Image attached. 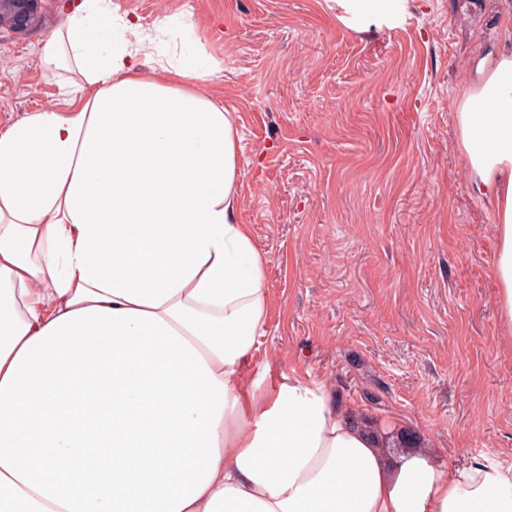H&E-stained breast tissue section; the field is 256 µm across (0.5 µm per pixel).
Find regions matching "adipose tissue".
Segmentation results:
<instances>
[{
    "label": "adipose tissue",
    "mask_w": 512,
    "mask_h": 512,
    "mask_svg": "<svg viewBox=\"0 0 512 512\" xmlns=\"http://www.w3.org/2000/svg\"><path fill=\"white\" fill-rule=\"evenodd\" d=\"M459 96L512 328V0ZM140 19L82 0L40 57L80 99L0 133V512H512V469L432 453L390 467L360 413L270 378L266 266L236 220L234 118L144 75Z\"/></svg>",
    "instance_id": "adipose-tissue-1"
}]
</instances>
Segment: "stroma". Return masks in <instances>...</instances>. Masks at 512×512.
<instances>
[{
    "label": "stroma",
    "instance_id": "35a3bbf8",
    "mask_svg": "<svg viewBox=\"0 0 512 512\" xmlns=\"http://www.w3.org/2000/svg\"><path fill=\"white\" fill-rule=\"evenodd\" d=\"M81 0L0 27V131L74 108L39 49ZM483 0H115L193 26L194 89L235 115L237 220L267 268L264 351L450 466H512V329L493 205L470 181L456 92L497 36Z\"/></svg>",
    "mask_w": 512,
    "mask_h": 512
}]
</instances>
